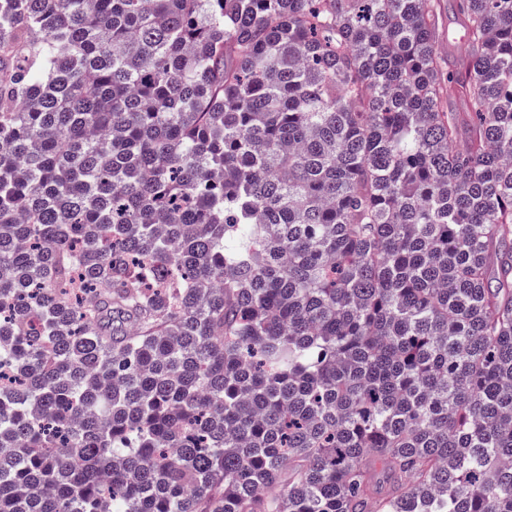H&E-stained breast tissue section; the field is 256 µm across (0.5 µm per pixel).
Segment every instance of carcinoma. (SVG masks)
Segmentation results:
<instances>
[{
  "label": "carcinoma",
  "mask_w": 512,
  "mask_h": 512,
  "mask_svg": "<svg viewBox=\"0 0 512 512\" xmlns=\"http://www.w3.org/2000/svg\"><path fill=\"white\" fill-rule=\"evenodd\" d=\"M455 4L0 0V512H512V0ZM440 26L443 32V40L439 43V52L446 57L456 58L461 56L465 49L464 46H460L459 40L455 39L460 26L457 22L454 2L452 0H443L441 2Z\"/></svg>",
  "instance_id": "carcinoma-1"
}]
</instances>
